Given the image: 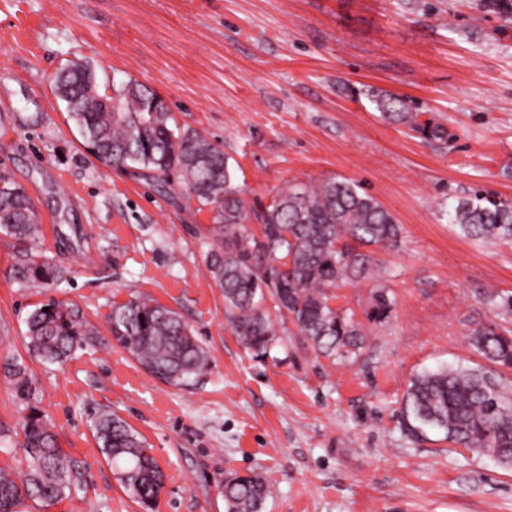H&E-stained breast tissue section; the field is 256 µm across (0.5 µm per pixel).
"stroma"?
<instances>
[{
	"mask_svg": "<svg viewBox=\"0 0 512 512\" xmlns=\"http://www.w3.org/2000/svg\"><path fill=\"white\" fill-rule=\"evenodd\" d=\"M106 84L159 94L178 125L223 144L252 199L297 181L360 183L402 225L374 257L392 274L389 318L364 322L357 359L316 356L296 330L252 358L224 319L206 267L211 218L90 155L52 79L69 61ZM412 100L448 133L426 139L379 112L367 87ZM33 198L40 232L0 233V468H25L15 358L75 464L78 488L40 512H140L92 432L109 411L147 441L166 475L156 512H224L225 474L256 471L264 512H512V469L413 436L410 378L475 367L468 335L512 292V244L464 236L445 210L482 188L512 200V20L481 0H0V171ZM59 282L17 280L21 252ZM149 296L176 310L207 351L200 382L148 375L123 349L45 363L25 321L73 303L100 332L113 304Z\"/></svg>",
	"mask_w": 512,
	"mask_h": 512,
	"instance_id": "obj_1",
	"label": "stroma"
}]
</instances>
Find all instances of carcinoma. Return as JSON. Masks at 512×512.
Listing matches in <instances>:
<instances>
[{
	"instance_id": "carcinoma-1",
	"label": "carcinoma",
	"mask_w": 512,
	"mask_h": 512,
	"mask_svg": "<svg viewBox=\"0 0 512 512\" xmlns=\"http://www.w3.org/2000/svg\"><path fill=\"white\" fill-rule=\"evenodd\" d=\"M57 98L79 131L86 150L99 162L128 165L157 191L183 189L198 210L211 214L207 270L224 296V318L245 350L266 359L288 347L278 324L290 321L324 358L358 356L364 330L349 308L333 305L335 290L368 280L374 294L367 320L381 321L392 310L391 273L372 257L399 238L402 228L362 185L349 179L296 182L272 195L268 204L246 197L219 143L181 128L161 96L130 80L112 93L100 89L88 61L65 65L54 79ZM366 95L383 114L426 139L443 128L400 97L374 90ZM450 223L475 240L512 242V201L478 191L457 203ZM259 225V232L247 224ZM38 210L25 187L0 175V231L21 241L38 237ZM15 276L49 284L61 268L21 259ZM495 315L512 319V293L486 295ZM26 320V347L48 362H60L78 349L115 344L153 378L192 386L208 367L205 348L173 309L147 297H132L112 308L110 337L86 320L77 306L51 300ZM471 344L492 364L445 366L414 375L404 397L403 416L417 436L430 428L473 454L504 458L512 467V389L501 370L512 369V328L497 323L472 329ZM23 417L22 449L27 470L15 477L0 469V512H28L30 503L51 504L71 497L78 472L37 408L38 388L16 362L8 364ZM94 438L116 469L126 495L143 512H155L165 476L152 449L122 418L110 412L94 420ZM224 512H263L269 486L254 472L224 476Z\"/></svg>"
}]
</instances>
